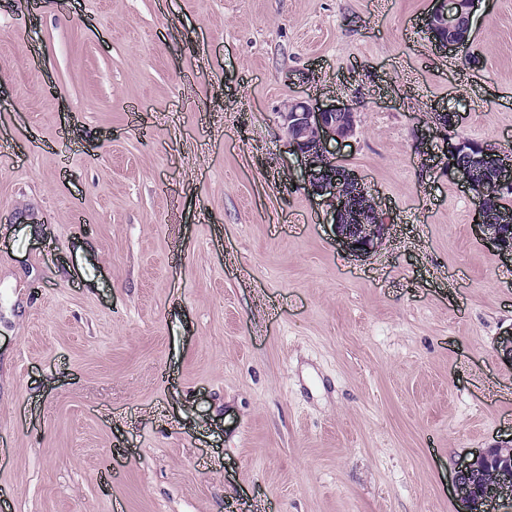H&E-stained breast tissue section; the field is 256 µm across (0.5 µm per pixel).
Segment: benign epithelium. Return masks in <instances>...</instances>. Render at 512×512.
Masks as SVG:
<instances>
[{
  "instance_id": "obj_1",
  "label": "benign epithelium",
  "mask_w": 512,
  "mask_h": 512,
  "mask_svg": "<svg viewBox=\"0 0 512 512\" xmlns=\"http://www.w3.org/2000/svg\"><path fill=\"white\" fill-rule=\"evenodd\" d=\"M471 9L472 0H437L436 8L427 18L429 35L455 29L462 17H471ZM359 109L360 106L346 101L331 105L298 101L280 116L289 147L304 160L308 195L330 203L340 244L351 253L366 255L382 243L386 224L361 180L350 169L342 170V180H336L327 152L330 142H342L354 135ZM483 148L485 145L478 141H450L438 163L461 187L477 196L474 223L481 239L500 254L512 256V246L505 245L506 224L494 222L484 211L487 189L472 179V169L487 162ZM490 465L496 466L499 475L495 488L483 480V471ZM511 484L512 438L480 449L460 463L454 477L455 497L461 504L458 512H497L503 505L507 506L504 512H512V496L506 492Z\"/></svg>"
}]
</instances>
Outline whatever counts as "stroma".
I'll list each match as a JSON object with an SVG mask.
<instances>
[{"instance_id":"1","label":"stroma","mask_w":512,"mask_h":512,"mask_svg":"<svg viewBox=\"0 0 512 512\" xmlns=\"http://www.w3.org/2000/svg\"><path fill=\"white\" fill-rule=\"evenodd\" d=\"M0 0V512H457L512 437V261L417 148H512V0ZM388 221L338 244L281 112ZM472 0H437L436 8L429 14L426 23V29L429 35L435 36L440 32L453 30L458 26L462 17H467L471 23ZM463 21L457 30L448 32V40L434 39V41L442 48H455L461 43L468 41L463 39V34L467 30L469 36L470 29L465 28ZM450 41V42H448ZM459 43H452V42ZM461 42V43H460ZM360 105L347 101L324 105L315 101H297L288 112H281L282 128L289 147L304 160V189L312 198L321 197L333 208L336 238L349 252L366 255L382 243L386 224L364 185L347 167L342 180L329 167L327 145L345 141L356 130V114ZM357 201L364 207H359ZM352 203V206H351Z\"/></svg>"}]
</instances>
